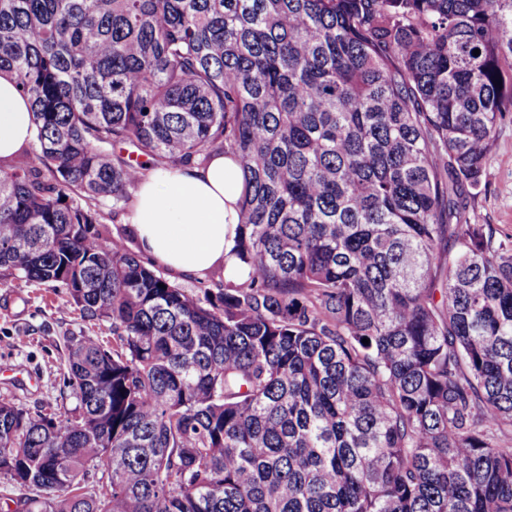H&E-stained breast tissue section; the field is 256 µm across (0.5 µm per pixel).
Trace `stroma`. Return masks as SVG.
Here are the masks:
<instances>
[{
    "instance_id": "obj_1",
    "label": "stroma",
    "mask_w": 512,
    "mask_h": 512,
    "mask_svg": "<svg viewBox=\"0 0 512 512\" xmlns=\"http://www.w3.org/2000/svg\"><path fill=\"white\" fill-rule=\"evenodd\" d=\"M484 180L485 192L466 204L467 220L512 235V113L497 126ZM91 330L46 285L1 281L0 399L30 409L47 403L74 408L77 401L63 386L65 339Z\"/></svg>"
}]
</instances>
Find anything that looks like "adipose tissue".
<instances>
[{"label":"adipose tissue","instance_id":"adipose-tissue-1","mask_svg":"<svg viewBox=\"0 0 512 512\" xmlns=\"http://www.w3.org/2000/svg\"><path fill=\"white\" fill-rule=\"evenodd\" d=\"M34 129L29 97L1 76L0 159L28 148ZM242 189L241 169L220 153L202 167L158 170L140 185L125 223L141 251L171 272L198 277L222 266L239 280L246 268L232 249Z\"/></svg>","mask_w":512,"mask_h":512}]
</instances>
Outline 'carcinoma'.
<instances>
[{"mask_svg":"<svg viewBox=\"0 0 512 512\" xmlns=\"http://www.w3.org/2000/svg\"><path fill=\"white\" fill-rule=\"evenodd\" d=\"M507 65L512 0H0V279L112 330L73 410L0 401L16 512H512V235L463 212ZM217 152L249 271L192 295L101 205ZM34 129L31 100L20 92L15 78L1 76L0 159L8 161L28 148Z\"/></svg>","mask_w":512,"mask_h":512,"instance_id":"cac0c4a2","label":"carcinoma"}]
</instances>
